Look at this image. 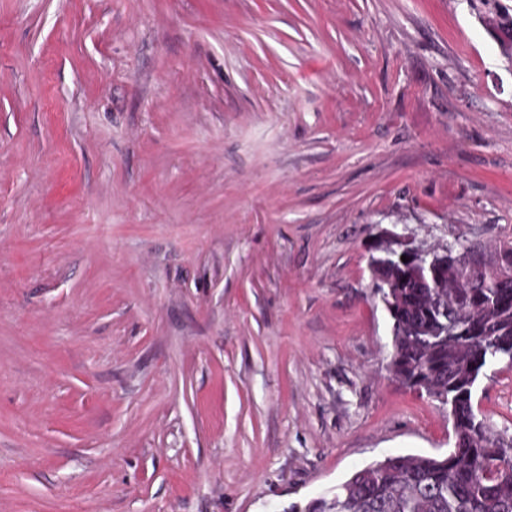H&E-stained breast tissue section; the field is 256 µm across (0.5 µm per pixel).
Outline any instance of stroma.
Returning a JSON list of instances; mask_svg holds the SVG:
<instances>
[{"mask_svg":"<svg viewBox=\"0 0 512 512\" xmlns=\"http://www.w3.org/2000/svg\"><path fill=\"white\" fill-rule=\"evenodd\" d=\"M386 230L512 240L467 0H0V512H286L446 457ZM473 403L512 434V367Z\"/></svg>","mask_w":512,"mask_h":512,"instance_id":"stroma-1","label":"stroma"}]
</instances>
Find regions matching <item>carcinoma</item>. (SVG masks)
Returning <instances> with one entry per match:
<instances>
[{
  "label": "carcinoma",
  "instance_id": "obj_1",
  "mask_svg": "<svg viewBox=\"0 0 512 512\" xmlns=\"http://www.w3.org/2000/svg\"><path fill=\"white\" fill-rule=\"evenodd\" d=\"M477 20L512 65V8L502 0H469ZM512 241L489 248L477 242L466 258L429 253L405 270L401 247L389 244L374 257L390 259L377 292L401 301L391 313V375L418 387L448 412L454 449L443 459L387 456L354 472L330 498L289 512H512V436L478 418L473 389L487 355L512 362ZM439 307L455 323L439 336L419 329Z\"/></svg>",
  "mask_w": 512,
  "mask_h": 512
}]
</instances>
